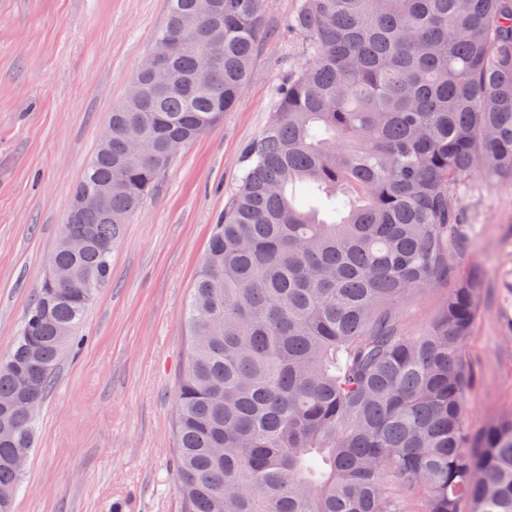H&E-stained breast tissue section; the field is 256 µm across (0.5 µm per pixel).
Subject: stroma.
<instances>
[{"mask_svg": "<svg viewBox=\"0 0 512 512\" xmlns=\"http://www.w3.org/2000/svg\"><path fill=\"white\" fill-rule=\"evenodd\" d=\"M297 0H263L271 32L236 107L185 145L112 251V275L79 325L36 417L14 512H183L176 485L183 311L211 228L290 71L310 58ZM167 0H0V358L20 333L110 112L164 23ZM458 274L485 292L465 351L467 424L512 413V184L461 193Z\"/></svg>", "mask_w": 512, "mask_h": 512, "instance_id": "35a3bbf8", "label": "stroma"}]
</instances>
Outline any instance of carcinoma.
I'll return each mask as SVG.
<instances>
[{"label":"carcinoma","mask_w":512,"mask_h":512,"mask_svg":"<svg viewBox=\"0 0 512 512\" xmlns=\"http://www.w3.org/2000/svg\"><path fill=\"white\" fill-rule=\"evenodd\" d=\"M291 73L212 233L184 310L177 489L185 512H512V414L472 432L464 345L483 277L430 322L406 305L454 276L461 189L512 182V0H298ZM265 38L262 0H168L139 92L109 117L0 360V512H13L57 366L112 272L124 224L232 110ZM79 235L75 252L66 238Z\"/></svg>","instance_id":"1"}]
</instances>
